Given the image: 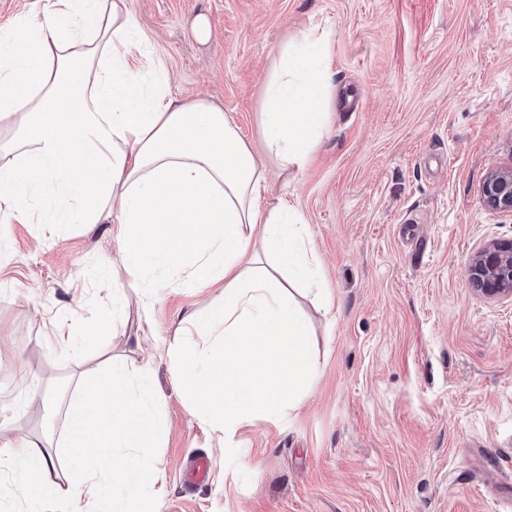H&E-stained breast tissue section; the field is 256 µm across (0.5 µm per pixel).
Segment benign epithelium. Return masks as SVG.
<instances>
[{"label":"benign epithelium","instance_id":"1","mask_svg":"<svg viewBox=\"0 0 512 512\" xmlns=\"http://www.w3.org/2000/svg\"><path fill=\"white\" fill-rule=\"evenodd\" d=\"M488 207L512 212V167L491 170L482 186ZM471 288L487 295H512V240L492 243L468 261Z\"/></svg>","mask_w":512,"mask_h":512}]
</instances>
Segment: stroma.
<instances>
[{
    "mask_svg": "<svg viewBox=\"0 0 512 512\" xmlns=\"http://www.w3.org/2000/svg\"><path fill=\"white\" fill-rule=\"evenodd\" d=\"M172 94L206 96L250 142L282 45L322 37L332 74L319 145L299 168L267 159L268 201L299 209L334 299L300 304L319 383L277 424L233 441L179 395L169 345L222 298L169 275L128 284L116 224L0 228V438L61 429L67 400L106 359L153 360L169 428L150 455L155 512H512V296L468 284L471 255L512 239L482 184L512 167V0H130ZM210 36L195 38L198 15ZM124 298L113 317L115 298ZM104 322L100 335L83 334ZM153 325L155 340L140 337ZM79 337L56 343L57 332ZM198 454L208 484L188 487Z\"/></svg>",
    "mask_w": 512,
    "mask_h": 512,
    "instance_id": "stroma-1",
    "label": "stroma"
}]
</instances>
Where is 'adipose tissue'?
Returning <instances> with one entry per match:
<instances>
[{
    "mask_svg": "<svg viewBox=\"0 0 512 512\" xmlns=\"http://www.w3.org/2000/svg\"><path fill=\"white\" fill-rule=\"evenodd\" d=\"M321 38L289 41L263 85L260 145L205 98L173 96L142 51L130 0H45L0 34V121L19 139L0 163V223L117 224L124 267L140 278L180 272V287L223 285L190 316L208 348L177 347L175 383L213 429L234 436L275 422L321 374L295 294L333 304L301 212L266 202L265 160L303 166L325 126L330 78ZM167 419L143 364L84 379L58 438L0 443L16 475L7 498L62 512H153L149 448ZM68 463L59 472L57 459Z\"/></svg>",
    "mask_w": 512,
    "mask_h": 512,
    "instance_id": "ef3b65f1",
    "label": "adipose tissue"
}]
</instances>
